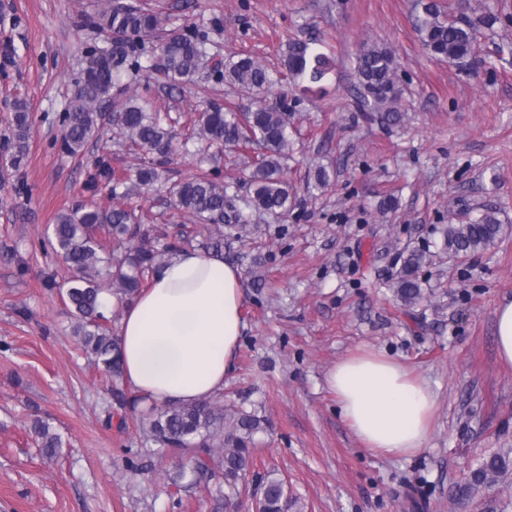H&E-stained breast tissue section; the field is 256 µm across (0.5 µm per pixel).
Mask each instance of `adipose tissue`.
<instances>
[{
	"label": "adipose tissue",
	"instance_id": "obj_1",
	"mask_svg": "<svg viewBox=\"0 0 512 512\" xmlns=\"http://www.w3.org/2000/svg\"><path fill=\"white\" fill-rule=\"evenodd\" d=\"M244 282L222 255L183 251L124 307L118 352L127 387L158 403L190 404L224 389L244 329ZM364 445L392 457L425 447L436 395L398 361L374 352L337 362L326 377Z\"/></svg>",
	"mask_w": 512,
	"mask_h": 512
}]
</instances>
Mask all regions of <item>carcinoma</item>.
<instances>
[{"label": "carcinoma", "instance_id": "carcinoma-1", "mask_svg": "<svg viewBox=\"0 0 512 512\" xmlns=\"http://www.w3.org/2000/svg\"><path fill=\"white\" fill-rule=\"evenodd\" d=\"M414 29L421 45L430 54L458 65L476 60L475 45L482 31L492 28L499 16L477 10L470 0H414ZM93 23L113 38L112 58L94 59L74 89L62 115V145L76 157L83 154L107 121L134 147L165 158L175 151L174 136L164 127L160 115L129 98L120 110L107 115L111 91L120 88L123 73L141 65L134 53L144 39L160 40L156 61L149 68L170 86L194 83L206 56L208 35L184 34L167 30L165 18L150 8L120 9L108 2L93 17ZM318 42L288 41L284 67L293 78L320 82L328 73V57L317 48ZM218 81L250 90L254 98L242 110L210 104L191 118L192 133L209 145L252 148L257 151L251 165L249 182L252 207L279 216L294 206L295 194L285 178L282 160L291 145L288 103L272 107L262 97L274 83L273 73L260 61L245 55L213 68ZM355 73L360 108L371 120L395 125L402 121V89L396 78V63L390 50L365 42L355 57ZM16 150L11 164L21 166L26 159L31 130L30 108L26 101L14 105ZM112 181V197L120 203L81 205L60 213L52 225L53 250L70 270L66 298L74 317L73 332L83 350L97 366L112 377V400L135 413V423L146 439L163 448H175L186 457L175 476L180 481L190 473L196 479H215L228 488L224 499L239 492L238 485L253 467L254 436L264 429V420L253 413L224 408L222 396L193 404L167 403L158 406L145 398L129 395L123 386L116 336L105 316L104 295L121 300L145 288L146 277L155 266L173 253L183 250L177 242L163 249L140 234L137 224L138 201L132 198L126 181L105 173ZM174 207L194 216L201 224L219 229L224 220L243 227L247 216L224 211L227 193L211 173L197 166L196 171L170 190ZM502 230L496 211L485 209L479 216L459 224H449L445 231V249L453 256L486 249L495 243ZM427 254L411 251L402 273L393 282L394 293L405 307L425 299L417 273ZM43 452L53 455L63 447L61 436L44 422H35ZM512 475V448H503L470 472L458 491L468 496L492 487L499 479ZM297 501L288 496L286 485L273 471L261 478L258 512H289Z\"/></svg>", "mask_w": 512, "mask_h": 512}]
</instances>
